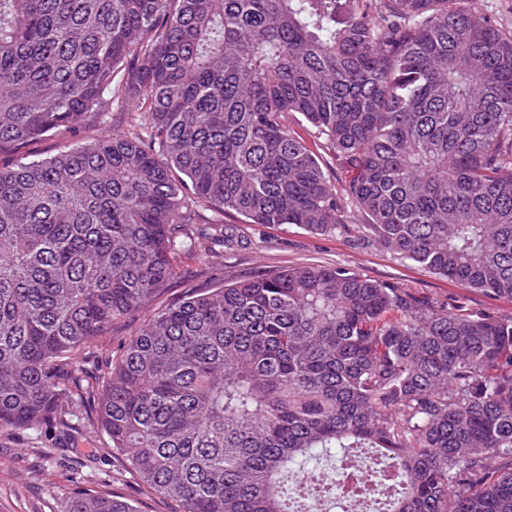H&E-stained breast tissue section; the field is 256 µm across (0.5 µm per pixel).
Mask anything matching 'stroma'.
<instances>
[{
	"instance_id": "stroma-1",
	"label": "stroma",
	"mask_w": 512,
	"mask_h": 512,
	"mask_svg": "<svg viewBox=\"0 0 512 512\" xmlns=\"http://www.w3.org/2000/svg\"><path fill=\"white\" fill-rule=\"evenodd\" d=\"M224 224L242 238L240 246L224 256V278L228 281L296 265H341L378 281L413 288L425 296L462 299L472 308L512 316V299L488 297L452 283L364 242L354 228L327 236L294 224H247L230 213L225 214ZM178 263L181 276L164 291L158 306L216 285L203 253L183 255ZM136 327V321H128L76 355L75 366L82 374L83 387L97 386ZM73 409L79 421L72 432H60L52 424L38 432L0 429V512H64L73 492L104 485L129 500L138 512H174L175 503L151 493L113 456L108 438L92 414L78 403Z\"/></svg>"
}]
</instances>
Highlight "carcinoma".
<instances>
[{
	"mask_svg": "<svg viewBox=\"0 0 512 512\" xmlns=\"http://www.w3.org/2000/svg\"><path fill=\"white\" fill-rule=\"evenodd\" d=\"M208 211L356 220L512 299V31L461 0H0V428L73 430V354L141 314L93 406L178 512H293L289 473L361 448L386 512H512V317L313 264L150 311L179 253L224 274ZM291 126L303 138L307 146L317 155H319L321 159H323L326 165L327 175L329 176L331 182L336 185V189L339 190L343 181L345 180V174L339 166L338 162H336L332 156L323 150V148L320 146V142L314 137L311 128L308 127L306 123L301 125V122H299V125H297L296 123L291 122Z\"/></svg>",
	"mask_w": 512,
	"mask_h": 512,
	"instance_id": "obj_1",
	"label": "carcinoma"
}]
</instances>
